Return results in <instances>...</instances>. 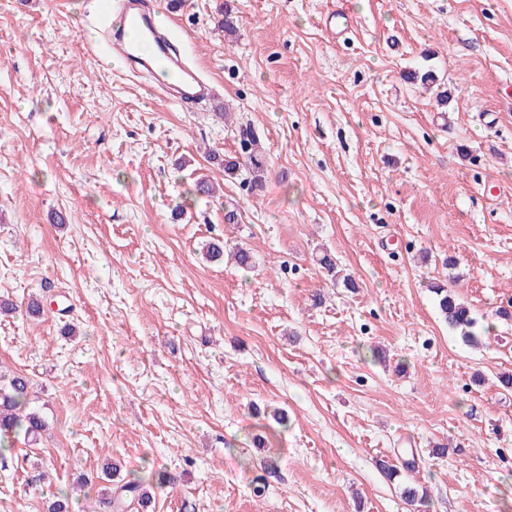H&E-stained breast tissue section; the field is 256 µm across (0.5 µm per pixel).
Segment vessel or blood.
<instances>
[{"label":"vessel or blood","instance_id":"obj_1","mask_svg":"<svg viewBox=\"0 0 512 512\" xmlns=\"http://www.w3.org/2000/svg\"><path fill=\"white\" fill-rule=\"evenodd\" d=\"M102 16H117L118 25L107 37L106 55L129 62L148 77L151 88L171 97L184 110L210 98L211 84L185 59L171 37L159 30L144 0H99Z\"/></svg>","mask_w":512,"mask_h":512}]
</instances>
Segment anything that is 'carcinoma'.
Here are the masks:
<instances>
[{
	"mask_svg": "<svg viewBox=\"0 0 512 512\" xmlns=\"http://www.w3.org/2000/svg\"><path fill=\"white\" fill-rule=\"evenodd\" d=\"M236 137L240 154L224 158L220 164L224 166L227 176H240L250 190L259 191L264 186L267 172L265 153L259 138L254 130L243 126L238 127ZM434 290L448 327L461 332L465 342L472 345L478 343V336L473 331L476 318L471 309L458 302L444 287L437 285ZM29 388V380L22 375L13 376L7 384L0 386V455L10 450L5 439L21 432L29 438H35L46 427L40 413L28 409ZM145 483L144 478L135 476L115 488L104 486L101 488L100 502L112 506L115 512H125L134 503L144 506L151 499Z\"/></svg>",
	"mask_w": 512,
	"mask_h": 512,
	"instance_id": "carcinoma-1",
	"label": "carcinoma"
}]
</instances>
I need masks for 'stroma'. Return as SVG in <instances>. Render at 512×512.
<instances>
[{
    "instance_id": "obj_1",
    "label": "stroma",
    "mask_w": 512,
    "mask_h": 512,
    "mask_svg": "<svg viewBox=\"0 0 512 512\" xmlns=\"http://www.w3.org/2000/svg\"><path fill=\"white\" fill-rule=\"evenodd\" d=\"M146 3L214 100L183 111L88 54L97 0H0V370L48 424L0 459V512L61 491L103 512L109 464L172 476L145 512H408V485L426 512H512V0ZM239 125L259 191L207 157ZM216 239L251 269L208 260ZM434 293L439 297L438 305L442 315L448 322V327L452 330H460L465 342L470 344L478 343V336L473 331L477 321L472 315L471 309L459 303L450 293L448 289L442 286H434Z\"/></svg>"
}]
</instances>
